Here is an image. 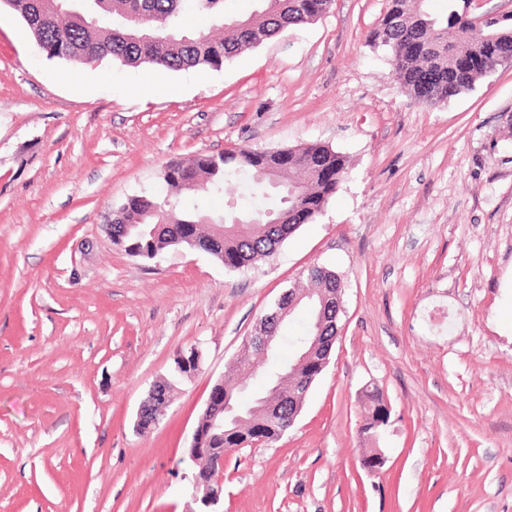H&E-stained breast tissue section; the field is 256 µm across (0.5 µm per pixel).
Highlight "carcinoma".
Returning a JSON list of instances; mask_svg holds the SVG:
<instances>
[{
	"label": "carcinoma",
	"mask_w": 512,
	"mask_h": 512,
	"mask_svg": "<svg viewBox=\"0 0 512 512\" xmlns=\"http://www.w3.org/2000/svg\"><path fill=\"white\" fill-rule=\"evenodd\" d=\"M208 20L204 28L183 24L185 2ZM259 8L242 19L224 16L223 0H0L19 15L36 45L51 58L87 63L86 54L124 65L148 64L179 72L195 68L219 70L246 50L261 45L290 27L311 24L329 8V0H259ZM380 24L369 42L386 47L397 78L415 99L445 103L492 73L497 41L512 44V21L477 27L468 14V0H448V11L438 17L427 0H388ZM347 159L321 144L288 149V166L275 173L259 149L238 145L218 155L197 154L186 161H170L159 179L162 195H132L112 213V242L128 253L151 259L171 248L201 249L228 270H241L269 258L302 225L314 222L347 173ZM224 198V211L203 213L181 209L184 193ZM305 278L312 299L298 308L307 311V324L288 337L295 357L275 365V354L263 355L251 346L225 370L212 389L232 400L246 392L245 379L281 376L283 394L305 379L317 380L325 371L323 359L337 340L334 302L343 293V281L333 269L313 265ZM320 345L310 348V340ZM186 376L173 370V380L155 384V394L144 401L151 419L168 406L174 381ZM365 423L360 435L378 436L391 410L374 389L362 392ZM243 421L209 429L203 414L192 448H245L259 438L279 442L293 426L300 410L292 405L268 417L257 403L239 407Z\"/></svg>",
	"instance_id": "carcinoma-1"
}]
</instances>
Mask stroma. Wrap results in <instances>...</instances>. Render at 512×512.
Here are the masks:
<instances>
[{"instance_id": "35a3bbf8", "label": "stroma", "mask_w": 512, "mask_h": 512, "mask_svg": "<svg viewBox=\"0 0 512 512\" xmlns=\"http://www.w3.org/2000/svg\"><path fill=\"white\" fill-rule=\"evenodd\" d=\"M387 7L333 0L181 72L49 57L0 10V512H189L183 457L212 385L313 265L344 282L329 364L277 444L225 454L220 512H512V67L419 102L366 41ZM242 143H319L348 173L245 271L113 244V208L159 194L169 160ZM193 348L200 371L138 432ZM367 388L391 408L375 442ZM190 352L195 353L196 351L192 350ZM190 352L188 354H190ZM192 353L189 356H186L185 354H180L177 357L179 360V363L177 364L178 370L175 367V363H176V359H175L174 367H173V378L175 379L174 381L188 380L187 379L188 377L191 378L195 375V371L192 369V366H191L192 365L191 363L194 361V357H193ZM180 365L184 369L188 370L187 372H183V374L187 375L188 377H186L185 375H183L181 373V371H179ZM174 381L163 380V381L155 384V395L147 396V398L143 402L144 406L141 405L139 407L137 426L140 430H141L140 424L141 423L144 424L142 421L143 408H144V411L146 412L145 413V415L147 417L146 423L149 424V420L151 418H154V414H157V416L160 417L162 415V413L160 412V409L161 408L165 409L170 402L171 394L175 387Z\"/></svg>"}]
</instances>
